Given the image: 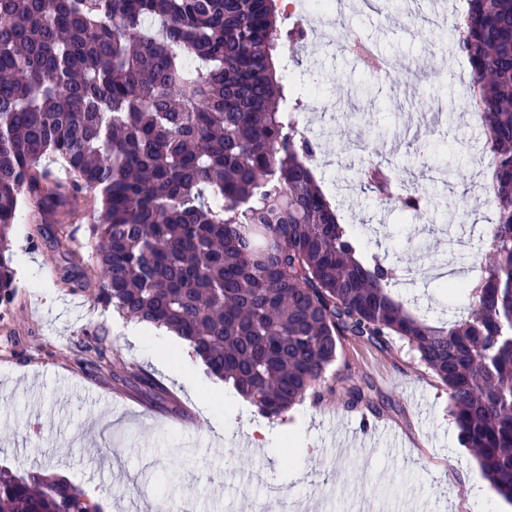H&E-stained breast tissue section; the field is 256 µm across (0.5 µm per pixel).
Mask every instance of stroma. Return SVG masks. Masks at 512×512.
I'll return each instance as SVG.
<instances>
[{
	"label": "stroma",
	"mask_w": 512,
	"mask_h": 512,
	"mask_svg": "<svg viewBox=\"0 0 512 512\" xmlns=\"http://www.w3.org/2000/svg\"><path fill=\"white\" fill-rule=\"evenodd\" d=\"M408 0H390L389 25L359 6L344 11L345 30L371 42L393 79H370L358 59L324 39L306 37L288 67L312 87L321 107L304 106L300 119L319 141L315 172L344 223L368 250L385 253L401 269L420 264L447 272L462 256L485 253L493 209L484 192L483 138L472 122L467 90L454 74L466 62L450 25L415 29ZM437 71L408 82L416 59ZM388 163L396 179L435 176L453 167L448 185L429 182L431 206L421 224L394 209H380L375 192L358 181L365 158ZM56 241L37 230L31 206L13 228L18 295L0 307V466L66 476L105 512H155L160 501H191L193 512H495L500 498L472 501L470 489L487 487L471 449L461 445L448 410V391L405 340L386 349L342 339L326 384L368 382L388 401L384 411L351 410L338 397L309 408L307 447L272 463L250 442L256 410L237 415L224 432L216 419L238 400L195 362L198 392L175 378L190 351L181 341L143 333L131 339L128 318L95 303L98 283L70 292L55 272L69 251L91 260L87 233L95 213L89 196L73 199ZM101 330L112 365L87 366L76 348L84 334ZM151 376L161 399L136 392L127 370Z\"/></svg>",
	"instance_id": "stroma-1"
}]
</instances>
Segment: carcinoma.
<instances>
[{
    "label": "carcinoma",
    "instance_id": "1",
    "mask_svg": "<svg viewBox=\"0 0 512 512\" xmlns=\"http://www.w3.org/2000/svg\"><path fill=\"white\" fill-rule=\"evenodd\" d=\"M453 25L470 67L496 211L489 261L440 284L467 298L429 320L397 292L398 268L318 185L315 147L275 69L280 33L302 38L275 0H0V305L17 292L12 230L32 201L49 224L93 194L95 301L183 339L207 373L276 420L309 393L377 408L369 386L322 383L350 336H398L448 388L463 447L512 503V0H466ZM366 183L416 216L430 197ZM87 363L111 361L97 331ZM0 512H103L80 487L0 467Z\"/></svg>",
    "mask_w": 512,
    "mask_h": 512
}]
</instances>
